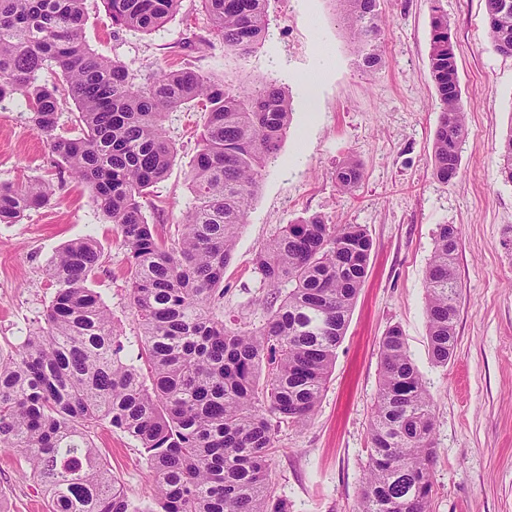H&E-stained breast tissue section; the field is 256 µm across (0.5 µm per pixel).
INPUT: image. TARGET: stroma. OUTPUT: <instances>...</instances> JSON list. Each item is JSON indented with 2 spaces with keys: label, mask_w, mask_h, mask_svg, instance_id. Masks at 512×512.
<instances>
[{
  "label": "stroma",
  "mask_w": 512,
  "mask_h": 512,
  "mask_svg": "<svg viewBox=\"0 0 512 512\" xmlns=\"http://www.w3.org/2000/svg\"><path fill=\"white\" fill-rule=\"evenodd\" d=\"M456 42L469 134L459 174L440 182L432 146L441 112L430 77L432 0H381L386 16L382 64L367 71L354 53L335 0H269V33L251 55L225 52L200 0H181L159 30L113 34L100 0H88V44L125 63L187 65L231 88L272 82L292 113L277 158L259 189L224 272V323L252 331L265 322L272 291L256 254L285 225L312 215L358 224L373 242L367 276L314 415L300 427L273 426L272 479L290 512H353L370 450L369 424L380 380L379 342L399 326L435 404L433 512H512V183L500 174V146L512 130V57L486 37L483 0H442ZM321 72L317 85L309 76ZM204 118L195 109L166 113L176 146L166 178L144 199L159 234L172 235L191 201L189 173ZM353 159L351 191L336 172ZM57 171L29 123L23 99L0 104V184ZM461 228L457 346L447 366L431 363L426 271L438 225ZM91 236L103 263L90 287L109 307L127 348L139 325L130 305L127 253L87 188L66 182L50 202L16 224H0V353L10 354L41 325L53 290L45 269L66 242ZM95 443L129 495L151 480L133 442L106 426ZM0 512H45L27 468L0 450Z\"/></svg>",
  "instance_id": "obj_1"
}]
</instances>
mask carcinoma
Listing matches in <instances>:
<instances>
[{"instance_id":"carcinoma-1","label":"carcinoma","mask_w":512,"mask_h":512,"mask_svg":"<svg viewBox=\"0 0 512 512\" xmlns=\"http://www.w3.org/2000/svg\"><path fill=\"white\" fill-rule=\"evenodd\" d=\"M181 0H101L112 33H151ZM268 0H201L224 51L248 56L268 32ZM429 68L441 104L433 141L436 178L456 177L467 114L448 14L433 0ZM87 0H0V104L21 96L33 130L57 167L89 188L128 253L139 348L125 351L111 310L87 283L102 266L91 237L65 243L46 276L53 288L45 326L0 358V449L30 469L48 512H290L276 495L267 414L300 426L313 415L367 273L372 240L357 224L318 216L282 228L255 257L271 286L256 331L224 325V270L265 166L288 132L291 104L275 86L238 90L190 67L138 81L119 60L86 42ZM351 43L368 68L382 62L380 0H337ZM487 38L512 56V0H484ZM60 72L62 82L43 73ZM80 132H62L64 105ZM196 101L205 112L190 173L193 201L177 233L160 236L142 199L174 160L164 116ZM512 182V130L501 147ZM357 163L336 174L344 191ZM53 185H0V224L46 205ZM456 224H440L426 275L428 351L448 366L456 348L461 286ZM379 392L370 453L355 512H432L434 403L397 326L379 342ZM147 365L142 370L139 362ZM141 448L150 496L129 495L94 444L102 423Z\"/></svg>"}]
</instances>
